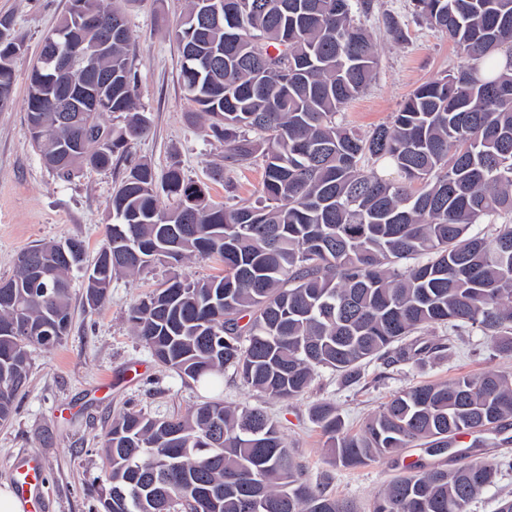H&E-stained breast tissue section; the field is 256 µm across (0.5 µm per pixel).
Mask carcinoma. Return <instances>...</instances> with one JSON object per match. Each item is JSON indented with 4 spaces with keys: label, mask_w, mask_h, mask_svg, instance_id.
Masks as SVG:
<instances>
[{
    "label": "carcinoma",
    "mask_w": 512,
    "mask_h": 512,
    "mask_svg": "<svg viewBox=\"0 0 512 512\" xmlns=\"http://www.w3.org/2000/svg\"><path fill=\"white\" fill-rule=\"evenodd\" d=\"M204 0H189L173 30L180 81L224 142L230 168L263 161L259 199L226 206L173 165L157 177L137 161L112 193V223L92 263L71 237L24 250L0 284V421H7L31 369V351L51 349L72 322L71 273L100 307L112 280L206 256L221 265L205 279L177 274L134 306L128 320L162 366L214 385L233 368L270 397L291 398L318 367L347 382L363 364L408 362L433 350L409 336L441 328L479 331L512 357V0H412L415 15L445 33L460 69L420 84L387 125L362 136L336 117L372 81L378 56L355 21L365 0H222L219 20L201 25ZM122 25L96 64L112 73L106 105L63 135L87 153L61 164L50 128L52 99L65 94L37 54L27 75L26 124L44 163L68 179L128 157L149 131L136 93L132 33L119 0H68L52 29L63 48L92 45L101 31L76 23L77 8ZM26 53L0 17V110L12 98L15 64ZM120 114L114 126L106 117ZM387 159L396 177L374 169ZM175 202L159 205L158 191ZM334 464L357 468L411 446L442 454L457 435L512 419V373L489 371L402 389L352 434L335 405L311 408ZM106 485L115 512H357L312 485L288 442L260 407L208 400L180 417L124 412L104 439ZM510 460L453 469L410 467L371 512H467Z\"/></svg>",
    "instance_id": "cac0c4a2"
}]
</instances>
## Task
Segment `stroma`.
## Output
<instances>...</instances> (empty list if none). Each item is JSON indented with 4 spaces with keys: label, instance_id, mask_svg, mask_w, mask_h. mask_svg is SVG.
<instances>
[{
    "label": "stroma",
    "instance_id": "stroma-1",
    "mask_svg": "<svg viewBox=\"0 0 512 512\" xmlns=\"http://www.w3.org/2000/svg\"><path fill=\"white\" fill-rule=\"evenodd\" d=\"M65 7L66 0H0V16L12 19L15 33L33 52ZM123 8L136 44L137 95L150 125L134 145V155L151 162L160 174L179 164L189 178L208 184L212 202L252 198L261 167H225L223 142L206 136L202 125L190 118L194 106L179 81L181 58L171 38L186 0H124ZM356 21L373 36L378 53L374 80L340 116L343 124L360 133L389 123L418 85L461 64L444 34L415 20L410 0H370ZM393 21L403 37L390 32ZM27 68V61L18 62L12 103L0 111V277L12 275L24 249L44 241L77 237L84 240L88 256H95L112 221V192L127 173L126 162L116 161L109 168H86L64 180L43 163L26 131ZM216 167L223 168V181L211 180ZM168 276V270L159 267L113 280L105 303L93 310L86 303L81 275H73L67 336L52 350L32 351L30 378L12 417L0 423V480H12L15 459L37 453L43 512H99L90 484L104 475L101 448L113 416L137 410L157 417L180 416L210 399L262 407L310 481L353 502L358 512H369L384 486L413 461L455 468L512 457L511 420L495 431L462 436L441 456L427 455L416 446L391 459L345 469L332 464L326 439L311 420L314 404L330 402L355 433L399 390L489 370L512 371V360L499 356L491 339L480 332L451 337L436 329L416 334L421 345L450 340L451 354L394 366L374 361L363 366L354 383L344 382L330 369H316L309 390L293 398L258 393L229 368L210 389L159 366L127 320L128 310Z\"/></svg>",
    "mask_w": 512,
    "mask_h": 512
}]
</instances>
